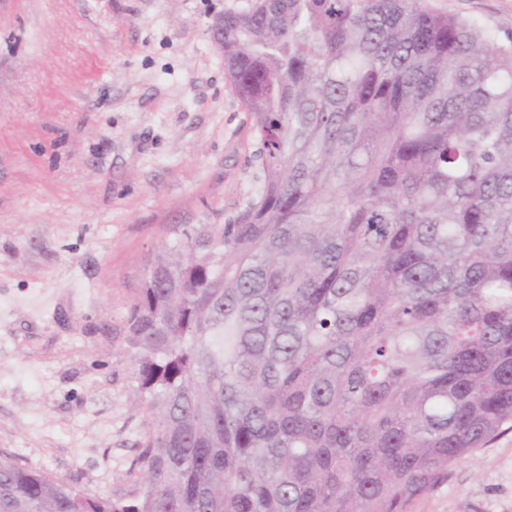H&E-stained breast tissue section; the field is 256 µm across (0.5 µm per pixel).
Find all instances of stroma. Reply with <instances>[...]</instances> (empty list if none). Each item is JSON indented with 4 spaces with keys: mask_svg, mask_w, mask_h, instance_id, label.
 <instances>
[{
    "mask_svg": "<svg viewBox=\"0 0 512 512\" xmlns=\"http://www.w3.org/2000/svg\"><path fill=\"white\" fill-rule=\"evenodd\" d=\"M249 0H0V456L124 497L144 408L124 332L175 224H224L259 145L209 28ZM512 37V0H425ZM411 512H512V433Z\"/></svg>",
    "mask_w": 512,
    "mask_h": 512,
    "instance_id": "stroma-1",
    "label": "stroma"
}]
</instances>
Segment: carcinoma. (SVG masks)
I'll return each mask as SVG.
<instances>
[{"instance_id": "obj_1", "label": "carcinoma", "mask_w": 512, "mask_h": 512, "mask_svg": "<svg viewBox=\"0 0 512 512\" xmlns=\"http://www.w3.org/2000/svg\"><path fill=\"white\" fill-rule=\"evenodd\" d=\"M224 70L263 181L147 261L135 492L0 456V512H410L512 432V41L422 0H252Z\"/></svg>"}]
</instances>
